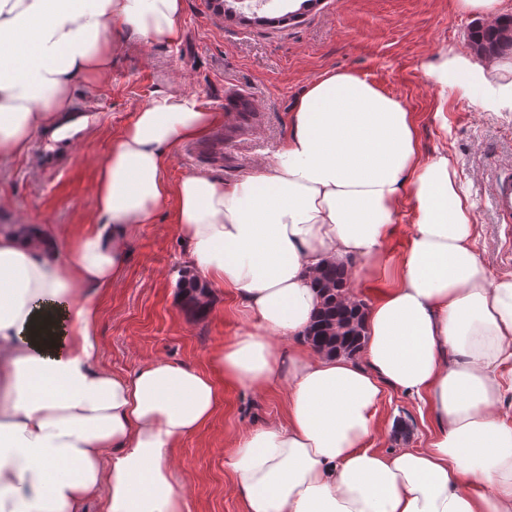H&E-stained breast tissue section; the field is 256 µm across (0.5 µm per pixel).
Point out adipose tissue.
<instances>
[{
	"mask_svg": "<svg viewBox=\"0 0 512 512\" xmlns=\"http://www.w3.org/2000/svg\"><path fill=\"white\" fill-rule=\"evenodd\" d=\"M182 0H0V159L73 143L90 118L72 90L112 69V36L182 39ZM423 69L482 109H512V60L446 50ZM219 115L163 93L113 140L94 186L99 220L61 240L49 224L0 232V512H190L176 448L224 403L225 385L280 386L282 418L243 434L224 465L244 512H512V274L490 277L473 205L447 155L423 159L412 112L358 75L315 79L272 160L240 180L165 164ZM413 222L394 282L370 305L356 355L306 335L316 280L345 263L376 276L403 201ZM173 204L192 272L236 297L250 328L209 369L98 366L95 291L118 281L139 225ZM418 397L424 448L367 445L386 388Z\"/></svg>",
	"mask_w": 512,
	"mask_h": 512,
	"instance_id": "1",
	"label": "adipose tissue"
}]
</instances>
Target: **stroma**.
Returning <instances> with one entry per match:
<instances>
[{
    "instance_id": "1",
    "label": "stroma",
    "mask_w": 512,
    "mask_h": 512,
    "mask_svg": "<svg viewBox=\"0 0 512 512\" xmlns=\"http://www.w3.org/2000/svg\"><path fill=\"white\" fill-rule=\"evenodd\" d=\"M475 22L455 0H319L314 6L268 0L258 12L240 0H183L179 45H147L134 37L117 43L107 79L93 91L73 90L74 103L98 109L83 142L52 155L37 142L0 166V225L52 224L69 234L96 223L93 187L112 141L157 93L195 94L205 109L221 114L226 136L221 156L201 141L174 154L166 166L169 180L204 174L233 183L267 162L286 139L292 107L312 80L349 71L413 113L423 158L452 156L474 205L477 248L489 274L512 273V223L500 219L492 190L498 173L512 167V112L483 110L455 90L441 95L421 68L443 49L466 48ZM411 222V206L403 204L385 244V271L358 286L359 299L373 302L388 285L386 272L406 249ZM129 251L119 284L97 296L99 366L130 373L164 359L202 367L246 330L247 318L227 289H211L209 315L186 308L176 283L191 260L171 207L136 229ZM282 413L279 391L225 387L223 408L176 450L192 512H242L224 460L241 434ZM376 422L368 445L385 451L425 447L435 430L421 402L391 388Z\"/></svg>"
}]
</instances>
